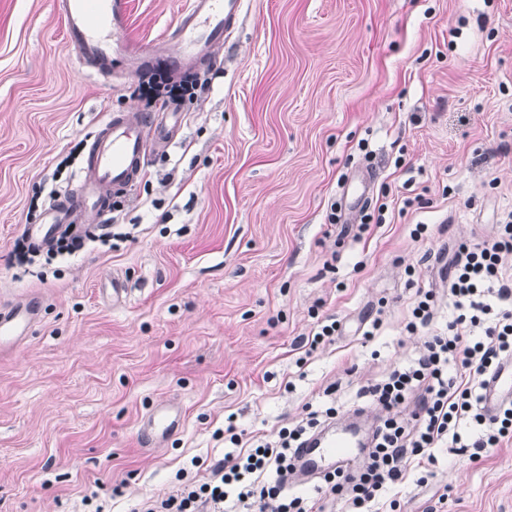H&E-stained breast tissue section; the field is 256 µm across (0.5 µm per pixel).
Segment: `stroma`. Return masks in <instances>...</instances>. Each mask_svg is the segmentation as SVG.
<instances>
[{
    "mask_svg": "<svg viewBox=\"0 0 512 512\" xmlns=\"http://www.w3.org/2000/svg\"><path fill=\"white\" fill-rule=\"evenodd\" d=\"M130 2L148 44L187 0ZM114 68L84 74L53 0H0V307L41 302L0 354V512H134L192 457L223 458L227 426L269 438L331 405L351 420L358 391L420 351L417 288L447 299L437 254L493 240L512 213V0H247L178 103L173 145L74 246L18 262L95 127L162 109L140 98L143 71ZM361 173L370 203L329 223ZM327 317L341 336L299 363ZM160 403L184 427L144 445ZM436 456L399 487L401 512H512V440Z\"/></svg>",
    "mask_w": 512,
    "mask_h": 512,
    "instance_id": "obj_1",
    "label": "stroma"
}]
</instances>
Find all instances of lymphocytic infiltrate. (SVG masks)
Segmentation results:
<instances>
[{
	"mask_svg": "<svg viewBox=\"0 0 512 512\" xmlns=\"http://www.w3.org/2000/svg\"><path fill=\"white\" fill-rule=\"evenodd\" d=\"M512 224L500 225L493 243L459 244L448 287L450 318L432 330L411 364L393 369L381 382L363 387L365 405L383 412L361 468H337L316 485L315 494H290L292 450L334 408L309 412L282 428L275 440L254 443L239 433L237 452L208 466V480H186L162 499L145 501L140 512H396L387 493L415 471L433 466L435 449L463 445L462 426L478 431L475 450L512 438V405L494 415L482 406L484 381L512 357Z\"/></svg>",
	"mask_w": 512,
	"mask_h": 512,
	"instance_id": "1",
	"label": "lymphocytic infiltrate"
}]
</instances>
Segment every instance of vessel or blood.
<instances>
[{
    "label": "vessel or blood",
    "instance_id": "1",
    "mask_svg": "<svg viewBox=\"0 0 512 512\" xmlns=\"http://www.w3.org/2000/svg\"><path fill=\"white\" fill-rule=\"evenodd\" d=\"M55 13L63 23L66 43L96 72L111 71L115 54H122L142 66L163 62L172 72L182 73L202 59L214 58L224 46L225 34L239 21L244 0H189L178 18L173 35L175 45L158 40L149 44L135 41L129 34L130 0H54ZM175 120L153 113L130 111L113 114L102 124L90 145L73 198L65 206L52 209L48 222L28 225L30 235L50 242L59 223L77 214L103 212L107 192H120L134 182L146 156L145 131H152L155 142L168 146ZM40 303L30 300L21 305L0 308V350L12 347L37 319ZM512 401V361L503 362L488 379L483 404L494 413L504 400ZM184 416L178 407L159 404L146 418L141 439L150 445L179 432ZM359 430L340 431L329 425L314 432L294 457L297 473L317 476L347 463L354 448L367 444Z\"/></svg>",
    "mask_w": 512,
    "mask_h": 512
}]
</instances>
